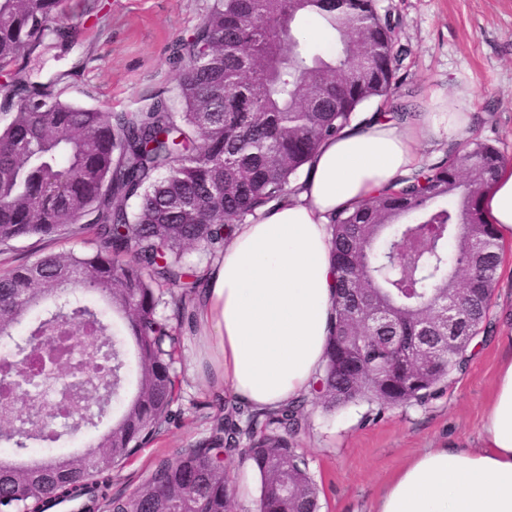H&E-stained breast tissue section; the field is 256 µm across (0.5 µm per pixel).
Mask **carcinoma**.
<instances>
[{
    "instance_id": "1",
    "label": "carcinoma",
    "mask_w": 512,
    "mask_h": 512,
    "mask_svg": "<svg viewBox=\"0 0 512 512\" xmlns=\"http://www.w3.org/2000/svg\"><path fill=\"white\" fill-rule=\"evenodd\" d=\"M63 0H0V244L33 235H92L91 251L67 250L0 276V338L26 324L31 336L53 314L74 323L92 315L110 327L91 296L124 321L137 380L93 455L17 468L0 461V512H49L58 501L80 512H231L224 460L239 455L261 475L257 512H318L319 487L294 438L305 409L366 402L422 403L468 363L459 351L415 384L398 376L400 348L420 328L440 335L437 307L460 298L478 333L495 288L501 242L481 197L505 163L478 136L458 153L400 179L330 220L336 298L322 372L311 392L278 410L224 403V423L207 439L157 464L129 496L112 495V470L167 423L178 399L174 370L180 325L201 283L186 284L173 314L158 313L160 289L187 277L185 253L224 249L232 226L285 199L320 145L367 104L398 123L417 106L398 92L400 20L378 0H211L189 40L177 100L156 97L137 112L110 114L60 100L31 80L19 60L69 38L55 21ZM314 17L333 37L331 54L312 50L301 23ZM454 247L448 257V247ZM353 263L343 265L338 255ZM355 287L384 327L367 333L346 308ZM51 307L30 321L44 302ZM92 357L112 396L124 389L126 351L114 337Z\"/></svg>"
}]
</instances>
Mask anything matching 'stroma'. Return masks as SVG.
I'll return each instance as SVG.
<instances>
[{"mask_svg": "<svg viewBox=\"0 0 512 512\" xmlns=\"http://www.w3.org/2000/svg\"><path fill=\"white\" fill-rule=\"evenodd\" d=\"M402 19L398 42L407 54L398 72L401 91L422 104L430 92L452 95L471 86L478 126L512 161V0H380ZM210 0H104L87 19L79 0H66L63 26L77 34L69 47H54L33 62L34 81L53 82L61 99L104 112H135L158 95L175 97V40L189 38ZM83 238L61 242L36 237L0 244V269L64 249L84 250ZM487 339L466 369L425 403L379 409L348 404L306 408V428L295 441L321 488L320 512H371L392 475L427 448L481 445L484 410L493 394L503 348L512 336V250L506 252L484 323ZM195 343L181 339L175 370L182 382L177 418L112 473V492L127 496L160 460L194 447L224 417L209 387L190 373Z\"/></svg>", "mask_w": 512, "mask_h": 512, "instance_id": "1", "label": "stroma"}]
</instances>
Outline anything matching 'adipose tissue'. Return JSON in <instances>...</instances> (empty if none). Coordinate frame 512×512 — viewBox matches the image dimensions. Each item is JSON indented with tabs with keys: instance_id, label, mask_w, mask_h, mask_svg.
<instances>
[{
	"instance_id": "adipose-tissue-1",
	"label": "adipose tissue",
	"mask_w": 512,
	"mask_h": 512,
	"mask_svg": "<svg viewBox=\"0 0 512 512\" xmlns=\"http://www.w3.org/2000/svg\"><path fill=\"white\" fill-rule=\"evenodd\" d=\"M473 102L466 88L435 93L408 124H351L320 146L286 201L235 225L223 252L198 272L203 286L189 307L199 344L194 374L259 411L306 395L325 361L336 292L331 216L419 169L423 142L467 140ZM481 208L502 241L512 240L511 164L499 169ZM373 512H512V337L484 411L481 447L425 449Z\"/></svg>"
}]
</instances>
